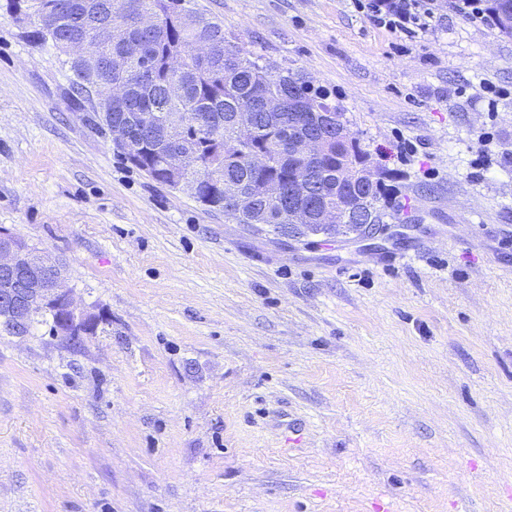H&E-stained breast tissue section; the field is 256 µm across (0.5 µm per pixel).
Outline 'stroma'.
I'll use <instances>...</instances> for the list:
<instances>
[{"mask_svg": "<svg viewBox=\"0 0 512 512\" xmlns=\"http://www.w3.org/2000/svg\"><path fill=\"white\" fill-rule=\"evenodd\" d=\"M0 0V228L103 316L0 335V512H512V32L190 0L392 180L395 234L292 241L153 180Z\"/></svg>", "mask_w": 512, "mask_h": 512, "instance_id": "1", "label": "stroma"}]
</instances>
